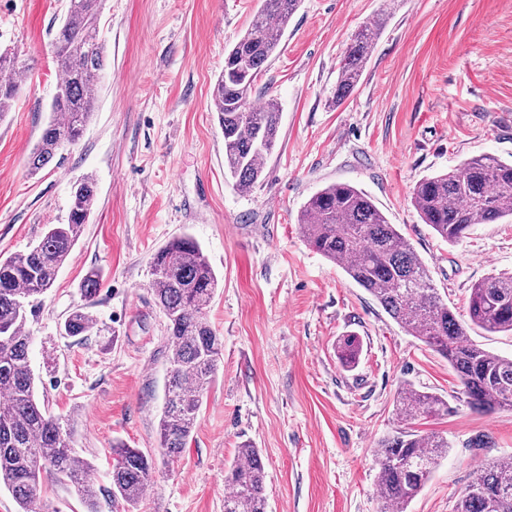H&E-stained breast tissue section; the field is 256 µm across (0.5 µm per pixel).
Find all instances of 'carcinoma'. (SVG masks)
<instances>
[{
	"mask_svg": "<svg viewBox=\"0 0 512 512\" xmlns=\"http://www.w3.org/2000/svg\"><path fill=\"white\" fill-rule=\"evenodd\" d=\"M103 2L68 0L65 17L53 34L59 80L50 104L52 116L28 158L32 175L75 144L91 118L94 90L107 66V45L100 33ZM300 2L261 0L251 24L224 52V70L213 87L211 106L224 133V172L242 193L262 178L264 161L278 144L281 121L275 100L254 108L249 97L278 53ZM382 27L383 21L377 20L355 33L340 62L333 104H342L357 87ZM25 71L17 51L0 50V119L11 110ZM95 198V180L81 179L72 192L66 223L49 225L28 250L0 258V488L11 493L18 512H41L45 475L67 482L87 512H97V490L89 479L92 464L75 452L69 424L36 396L29 362L31 336L26 332L27 306L53 286L88 222ZM412 199L423 222L443 241L457 244L476 224L512 218V162L488 155L471 157L449 171L422 178ZM298 224L313 250L338 265L409 335L448 360L472 409L512 410V358L470 339L411 243L367 194L347 183H331L304 204ZM151 276L169 340L159 445L164 457L175 458L196 427L204 393L222 355V342L205 316L219 280L201 245L189 235L169 240L154 254ZM99 287V273L89 272L80 288L83 304L65 319L64 335L86 336L94 329L88 308ZM468 308L473 326L489 333H512V275L491 274L473 284ZM360 349L358 338L348 335L339 343L338 359L351 366ZM395 405L407 425L451 411L442 397L409 384L400 387ZM447 454L448 438L439 433L401 430L383 439L376 475L380 512H406ZM112 455V497L134 507L153 482V459L124 443L113 446ZM225 483L231 491L224 496V512H267L259 449L241 446ZM455 512H512V458L479 470Z\"/></svg>",
	"mask_w": 512,
	"mask_h": 512,
	"instance_id": "1",
	"label": "carcinoma"
}]
</instances>
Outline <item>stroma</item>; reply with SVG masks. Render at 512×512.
<instances>
[{
  "instance_id": "35a3bbf8",
  "label": "stroma",
  "mask_w": 512,
  "mask_h": 512,
  "mask_svg": "<svg viewBox=\"0 0 512 512\" xmlns=\"http://www.w3.org/2000/svg\"><path fill=\"white\" fill-rule=\"evenodd\" d=\"M259 7L104 0L108 59L93 116L76 144L32 176L27 160L59 79L49 32L66 0H0V47L29 65L0 121V257L64 223L80 179L93 177L97 192L69 259L28 315L36 394L73 420L98 512H224V475L245 442L265 464L268 512H379L375 455L403 426L395 399L409 383L454 412L416 424L447 436L449 450L407 512H454L477 470L512 456V411L471 410L447 360L311 249L297 218L327 184L361 189L468 323L472 285L512 273V219L477 225L451 245L423 223L412 190L474 156L512 161V0H301L250 96L277 100L281 123L262 180L242 193L224 175L210 96L225 50ZM379 18L359 84L332 105L353 34ZM182 234L220 277L207 318L224 351L184 453L163 459L168 344L150 262ZM92 269L101 276L89 309L97 328L62 335ZM350 332L362 351L348 370L336 345ZM118 441L157 458L134 509L110 494Z\"/></svg>"
}]
</instances>
